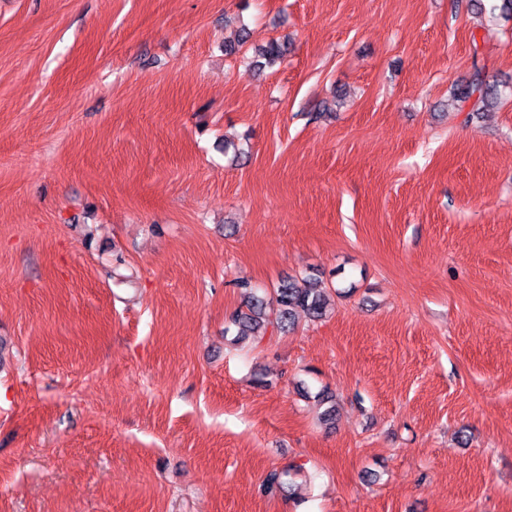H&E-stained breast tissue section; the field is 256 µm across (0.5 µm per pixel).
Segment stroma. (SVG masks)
I'll use <instances>...</instances> for the list:
<instances>
[{"label":"stroma","instance_id":"35a3bbf8","mask_svg":"<svg viewBox=\"0 0 512 512\" xmlns=\"http://www.w3.org/2000/svg\"><path fill=\"white\" fill-rule=\"evenodd\" d=\"M500 4L0 0V512H512ZM473 99V107L482 110L492 106L497 102L495 89L486 83L480 69H476L473 79L465 87L461 88L456 94L455 101L457 106L462 107L464 103ZM303 282L302 286L293 280L280 284L269 307L250 282L238 283L245 298L246 310H236L229 317V325L237 329L236 340L265 335L267 332L270 335L284 333L300 313L310 320L322 318L328 305L325 288L318 282H311V278L303 279ZM301 469L286 468L282 470L270 471L260 485V491L263 495L283 494L286 488L292 484V475L299 474ZM293 471V473H292Z\"/></svg>","mask_w":512,"mask_h":512}]
</instances>
